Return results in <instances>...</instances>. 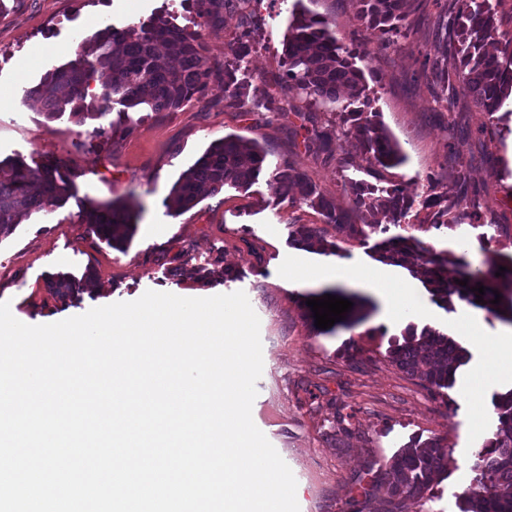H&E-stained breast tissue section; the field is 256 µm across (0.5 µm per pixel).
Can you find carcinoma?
Here are the masks:
<instances>
[{
    "mask_svg": "<svg viewBox=\"0 0 512 512\" xmlns=\"http://www.w3.org/2000/svg\"><path fill=\"white\" fill-rule=\"evenodd\" d=\"M200 14L213 27L224 25V13L239 10V0H197ZM359 22L355 42L346 44L331 30L333 20L312 13L296 0L288 36L283 46L285 77L306 96L322 105L334 104L347 93L367 97L368 85L356 60H363L393 44L406 17L409 0H351ZM239 35L231 46L233 60L219 70L205 55L201 35L157 17L138 25L105 29L84 40L76 58L49 70L36 86L25 91V100L41 106L52 119L70 111L83 124L91 116L84 111L90 81L99 73L107 75L103 84L100 111L106 113L116 102L126 109L147 107L153 112H171L195 99L202 87L220 75L228 98L235 102L244 96V85L236 73L254 49V17L239 15ZM435 27L446 45L444 57L425 56V77L451 95L462 89L480 111H499L512 96V40L495 52L488 50L496 30L495 10L490 0H448L440 6ZM342 130L355 140L357 150L381 169L402 164L405 156L398 143L378 120L375 112L337 113ZM336 131L324 128L306 139V149L325 155L333 153ZM267 151L257 142L233 135L210 144L195 163L173 184L170 206L175 212L195 207L204 197L213 196L229 185L248 188L267 170ZM270 186L278 195L299 196L300 202L317 211L326 226L300 224L292 232L299 247L319 254H337L345 234L366 238L380 233L374 258L382 263L404 267L429 287L432 300L448 306L455 296L496 317L512 321V256L488 260V275L459 274L464 261L455 256L433 254L415 237L390 233L398 227L413 201L404 189L378 188L366 181H352V206L342 208L328 198L308 174L291 161H285L271 174ZM73 184L57 168L32 166L22 159L0 161V237L34 213L47 217L72 195ZM98 239L114 248H123L132 238L136 213L122 198L88 200L78 212ZM335 235L328 236V229ZM506 267L503 275L495 273ZM465 280L461 286L456 280ZM485 287L483 302L476 303ZM53 291L65 297L76 289V280L62 274L52 283ZM501 296L500 303L491 300ZM387 357L400 370L431 391L450 389L461 366L470 359L469 351L453 338L431 328L416 332L412 327L403 342L390 344ZM492 437L475 453L471 487L461 496L460 512H512V388L496 393L491 400ZM448 450L436 439L417 441L402 448L389 465L392 478H373L370 492L380 499L384 512H406L414 503L433 500L434 483L447 471Z\"/></svg>",
    "mask_w": 512,
    "mask_h": 512,
    "instance_id": "1",
    "label": "carcinoma"
}]
</instances>
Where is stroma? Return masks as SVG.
<instances>
[{"label": "stroma", "instance_id": "obj_1", "mask_svg": "<svg viewBox=\"0 0 512 512\" xmlns=\"http://www.w3.org/2000/svg\"><path fill=\"white\" fill-rule=\"evenodd\" d=\"M293 3L254 0L256 51L243 66L252 82L266 81L275 98H287L289 111L244 112L229 104L216 79L202 102L178 111L112 110L78 125L66 114L47 120L24 95L48 70L74 59L84 39L159 15L201 33L210 61L221 63L230 56L236 16L212 27L198 16L184 20L167 0H8L0 15V161L53 164L75 195L49 220L31 216L0 239V302L21 322L41 325L133 301L148 290L182 297L244 291L260 318L263 346L252 418L292 470L300 512H380L379 500L368 494L373 474L387 469L410 440L436 437L450 453L448 475L435 487L434 501L408 512H459L475 451L490 435V400L512 388L511 376L487 373L491 350L460 326L464 302L441 307L406 269L377 265L375 234L349 241L337 256L295 248L294 225H319L323 218L295 199H277L263 177L246 190L225 187L178 215L166 206L179 175L212 142L233 134L258 141L270 163L294 161L344 208L351 205L349 180L403 187L415 198L402 222L405 233L463 257L466 272L486 271L490 255H512V98L489 115L465 95L450 101L441 88L429 87L422 62L438 46L427 21L438 10L436 0H412L393 46L362 61L367 100L345 98L332 109L277 84ZM363 108L378 113L406 156L403 164L373 172L339 132L333 156L306 151L305 116L316 127L336 129L338 113ZM452 154L467 164L471 179L462 207L438 228L435 208L421 199L429 193L456 199ZM115 197L132 201L138 212L135 234L121 250L78 220L85 200ZM339 265L380 267L389 288L413 289L421 313L394 311L390 298L348 282L343 287L357 295L363 321L321 332L302 296L336 287ZM89 270L95 289L64 299L53 292L59 274L79 278ZM411 325L447 334L470 352L446 394L427 390L387 358L389 337Z\"/></svg>", "mask_w": 512, "mask_h": 512}]
</instances>
